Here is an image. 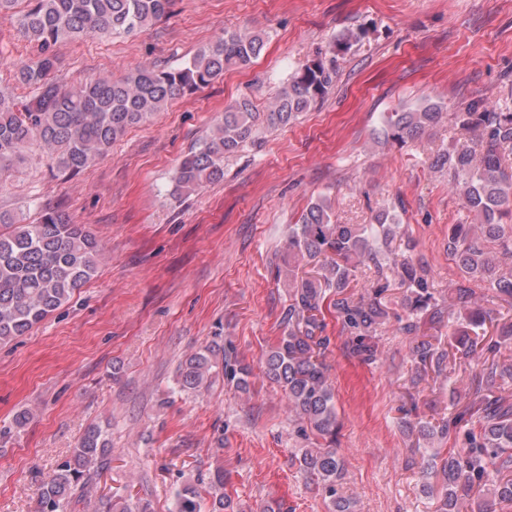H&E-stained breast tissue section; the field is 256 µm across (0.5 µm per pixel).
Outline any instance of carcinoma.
<instances>
[{"mask_svg": "<svg viewBox=\"0 0 512 512\" xmlns=\"http://www.w3.org/2000/svg\"><path fill=\"white\" fill-rule=\"evenodd\" d=\"M20 18L37 57L14 64L18 83L36 90L20 103L0 89V177L23 164L37 145L59 168L73 173L108 153L132 127L149 123L171 100L193 94L224 76L230 67H246L264 47L257 33L226 32L201 48L182 66L135 68L120 79L96 78L66 85L53 78L58 69L57 44L93 33H133L164 18L172 0H29ZM360 35L337 39L328 55L319 52L288 80L272 108L254 111L243 98L224 106L209 137L179 164L172 196L189 195L224 178V155L240 149L260 124L286 125L329 93L336 79V53L350 49ZM441 108L427 105L384 117L383 142L402 141L437 125ZM472 132L466 143L437 153L434 166L448 169V181L474 223L454 224L448 249L466 278L486 283L491 299H512V112H487L475 103L459 115ZM0 344L25 335L66 303L94 275L100 246L81 224L63 213L43 211L35 224H23L0 212ZM401 227L395 209L379 211L374 224H338L330 200L312 202L294 225L285 245L278 279L288 288V332L271 349L264 373L285 393L294 421L313 436L302 450L299 469L329 499L330 512H361L357 501L339 493L344 462L338 454L336 393L323 356L330 345L326 315L334 314L349 334L347 346L364 362L377 359V339L389 319L383 295L392 286L405 289L406 316L400 332L415 337L409 349L414 375L411 389L428 371L443 373L448 350L438 331L448 327V345L468 358L487 354L479 374L465 390L468 401L434 424L416 423L426 440L452 438L447 452L431 449L425 468L441 482L438 512H460V493L479 484L471 512H501L512 503V322L492 334L491 311L473 300L470 287L457 286L448 301L437 297L427 268L393 249ZM371 263L376 278L358 295L351 291L360 266ZM247 388L250 370L221 349L206 347L187 356L177 378L180 390L209 387L214 369ZM99 426L89 427L71 457L45 483L39 512H60L77 487L86 485L108 451ZM209 510L198 489L178 490L174 512H226L224 471L209 484Z\"/></svg>", "mask_w": 512, "mask_h": 512, "instance_id": "cac0c4a2", "label": "carcinoma"}]
</instances>
